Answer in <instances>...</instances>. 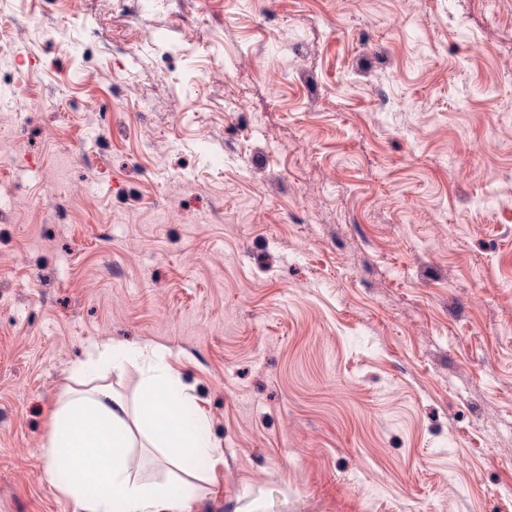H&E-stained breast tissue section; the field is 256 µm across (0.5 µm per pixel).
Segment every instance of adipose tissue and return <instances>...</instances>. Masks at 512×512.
<instances>
[{
  "label": "adipose tissue",
  "mask_w": 512,
  "mask_h": 512,
  "mask_svg": "<svg viewBox=\"0 0 512 512\" xmlns=\"http://www.w3.org/2000/svg\"><path fill=\"white\" fill-rule=\"evenodd\" d=\"M166 348L154 344L91 346L85 367L115 371L136 367L146 400L131 408L110 385L67 389L51 419L41 450L45 477L72 500L75 512H187V499L170 483L145 482L132 464L138 448H163L181 459L196 455L220 461L219 446L199 434L197 421L180 411L191 405Z\"/></svg>",
  "instance_id": "ef3b65f1"
}]
</instances>
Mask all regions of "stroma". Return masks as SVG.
I'll return each mask as SVG.
<instances>
[{
  "label": "stroma",
  "instance_id": "stroma-1",
  "mask_svg": "<svg viewBox=\"0 0 512 512\" xmlns=\"http://www.w3.org/2000/svg\"><path fill=\"white\" fill-rule=\"evenodd\" d=\"M55 10L0 47V512H73L40 450L105 342L194 388L189 512H512V0Z\"/></svg>",
  "mask_w": 512,
  "mask_h": 512
}]
</instances>
